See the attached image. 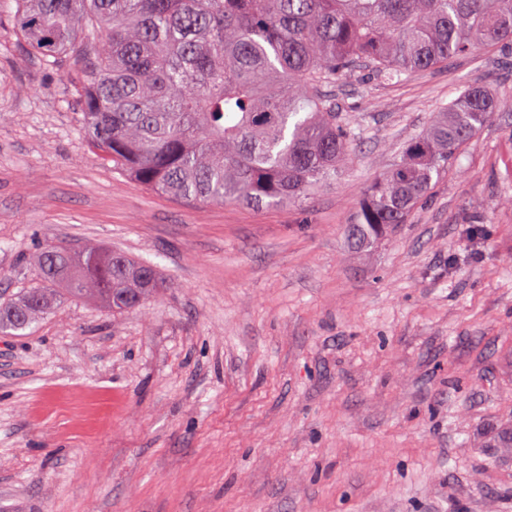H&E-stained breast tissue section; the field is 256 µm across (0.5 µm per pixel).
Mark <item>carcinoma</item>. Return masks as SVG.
Instances as JSON below:
<instances>
[{
    "instance_id": "cac0c4a2",
    "label": "carcinoma",
    "mask_w": 512,
    "mask_h": 512,
    "mask_svg": "<svg viewBox=\"0 0 512 512\" xmlns=\"http://www.w3.org/2000/svg\"><path fill=\"white\" fill-rule=\"evenodd\" d=\"M27 47L79 66L83 121L136 183L196 204L301 201L336 179L359 139L327 88L363 65L383 81L512 46V0H16ZM512 111L478 83L438 109L367 191L358 245L409 221L462 147ZM39 283L0 307V333L60 303L138 308L162 282L153 265L98 244H51Z\"/></svg>"
}]
</instances>
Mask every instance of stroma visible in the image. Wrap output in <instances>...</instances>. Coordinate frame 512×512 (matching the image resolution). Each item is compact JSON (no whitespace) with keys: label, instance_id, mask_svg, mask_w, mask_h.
<instances>
[{"label":"stroma","instance_id":"obj_1","mask_svg":"<svg viewBox=\"0 0 512 512\" xmlns=\"http://www.w3.org/2000/svg\"><path fill=\"white\" fill-rule=\"evenodd\" d=\"M15 9L0 0V305L59 242L163 286L0 334V512H512V111L385 240L347 232L458 88L512 98V49L391 83L358 69L328 90L362 132L335 181L193 206L103 159L74 65L45 66Z\"/></svg>","mask_w":512,"mask_h":512}]
</instances>
